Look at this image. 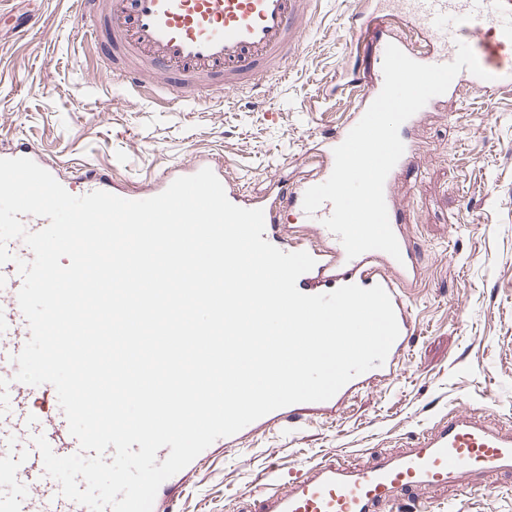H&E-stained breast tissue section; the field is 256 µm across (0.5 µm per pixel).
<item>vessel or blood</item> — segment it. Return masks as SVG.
<instances>
[{
    "mask_svg": "<svg viewBox=\"0 0 512 512\" xmlns=\"http://www.w3.org/2000/svg\"><path fill=\"white\" fill-rule=\"evenodd\" d=\"M303 0H77L85 36L98 38V21L106 19L110 41L100 59L106 73L127 84L137 97H160L167 103L190 99L223 102L231 95L279 73L302 36L306 20ZM356 40L367 41L376 59H383L388 44L422 64L452 62L458 42L474 51L488 79L461 71L447 94L467 89L473 97L512 85V0H378L371 14L361 15L354 27ZM383 74L366 82L349 81L345 88L359 106L336 133L314 149L321 179L334 167L333 150L340 145L380 93ZM417 112L399 129L404 153L384 184L389 222L401 256L372 250L347 258L338 235L323 221L332 203H323L306 215L303 197L307 183L285 188L271 178L264 194L251 196L238 184L224 182L227 198L246 209L264 212L263 237L285 252L305 251L315 266L297 280L308 295L331 292L355 284L381 286L388 293L399 326L384 364L351 379L331 399L293 404L261 417L234 435L216 440V447L241 446L256 433L312 418L339 415L355 393L375 382L393 380L406 361L418 334L413 319L410 289L421 274L420 254L402 224L396 186L415 154L413 132L424 120ZM2 158H28L55 172L36 147L20 144L0 150ZM223 176L224 168L207 156L174 165L151 183L146 197L156 196L182 176L202 169ZM86 192L111 191L112 173L90 168L80 175ZM302 219L299 234L284 236L289 214ZM22 278L15 263L0 265V512H88L63 497L58 483L45 474L42 457L32 442L44 435L53 452H78L62 410L37 411L33 389L17 382L13 358L30 338L17 294ZM512 475V428L487 425L478 410H451L434 421L405 450L379 456L354 466L331 457L264 478L257 487L253 512H424L432 488L456 486L471 474Z\"/></svg>",
    "mask_w": 512,
    "mask_h": 512,
    "instance_id": "vessel-or-blood-1",
    "label": "vessel or blood"
}]
</instances>
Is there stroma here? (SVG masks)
Returning <instances> with one entry per match:
<instances>
[{
	"instance_id": "obj_1",
	"label": "stroma",
	"mask_w": 512,
	"mask_h": 512,
	"mask_svg": "<svg viewBox=\"0 0 512 512\" xmlns=\"http://www.w3.org/2000/svg\"><path fill=\"white\" fill-rule=\"evenodd\" d=\"M73 3L0 0V148L31 144L67 181L90 164L111 169L117 188L140 190L167 166L209 155L251 193L276 175L293 182L310 171L308 149L355 110L345 82L375 69L368 47H346L360 0H313L285 77L221 105L164 108L97 70ZM30 14L40 25L17 36L16 19ZM418 137L398 187L423 264L412 288L419 334L401 372L336 419L213 449L191 477L173 475L159 488L173 512H243L269 468L327 454L361 465L451 409L481 407L491 423L512 427V87L449 99ZM430 498L440 512H512V478L481 477Z\"/></svg>"
}]
</instances>
